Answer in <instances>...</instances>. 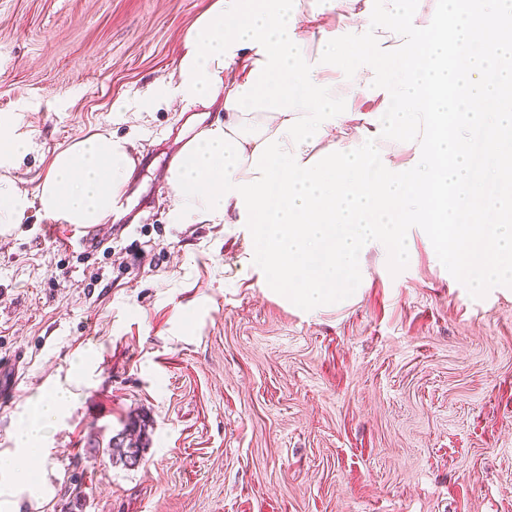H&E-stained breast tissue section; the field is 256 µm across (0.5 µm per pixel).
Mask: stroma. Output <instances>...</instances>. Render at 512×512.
<instances>
[{
  "label": "stroma",
  "instance_id": "obj_1",
  "mask_svg": "<svg viewBox=\"0 0 512 512\" xmlns=\"http://www.w3.org/2000/svg\"><path fill=\"white\" fill-rule=\"evenodd\" d=\"M208 2L0 0V114L35 142L17 185L96 131L147 158L141 217L108 247L35 206L0 234V354L27 358L0 457L40 388L76 394L42 495L0 491V512H512V283L470 288L408 224L402 264L371 247L355 303L310 312L265 288L248 225L170 223L193 110L135 102ZM135 420L132 466L107 444Z\"/></svg>",
  "mask_w": 512,
  "mask_h": 512
}]
</instances>
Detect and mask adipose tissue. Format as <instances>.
Segmentation results:
<instances>
[{
	"label": "adipose tissue",
	"instance_id": "ef3b65f1",
	"mask_svg": "<svg viewBox=\"0 0 512 512\" xmlns=\"http://www.w3.org/2000/svg\"><path fill=\"white\" fill-rule=\"evenodd\" d=\"M424 0H375L344 12V0L302 9L301 0H210L184 38L175 86L143 95L151 111L169 98L187 106L222 103V124L201 127L170 168L175 224H247L250 262L267 285L309 309L339 304L362 279L361 254L387 244L406 253L403 225L424 224L452 272L482 282L512 277V218L469 224L466 216L499 210L512 183V0H445L446 25L415 23ZM316 52H309V45ZM358 57L337 78L344 46ZM383 46L372 58L366 49ZM380 94L381 112L364 113L359 136L344 123L351 101ZM492 159L474 176L473 133ZM403 134L412 164L393 162L379 140ZM35 146L13 115H0V223H20L31 203L77 226L109 223L134 167L127 140L95 132L53 155L33 191L11 173ZM54 386L29 398L0 484L37 495L21 460L38 458L49 427L72 402Z\"/></svg>",
	"mask_w": 512,
	"mask_h": 512
}]
</instances>
